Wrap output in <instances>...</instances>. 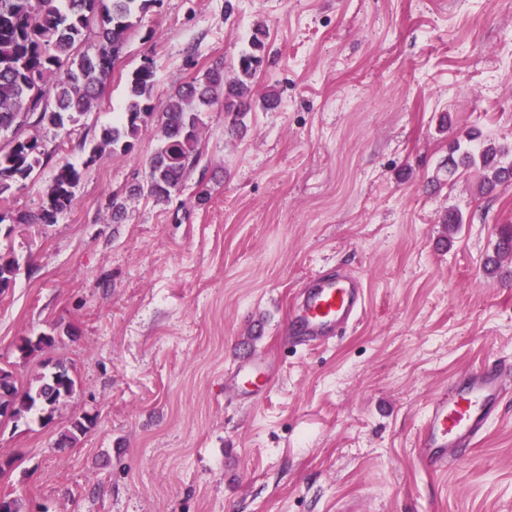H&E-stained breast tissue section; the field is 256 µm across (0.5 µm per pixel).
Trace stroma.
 <instances>
[{
    "instance_id": "1",
    "label": "stroma",
    "mask_w": 512,
    "mask_h": 512,
    "mask_svg": "<svg viewBox=\"0 0 512 512\" xmlns=\"http://www.w3.org/2000/svg\"><path fill=\"white\" fill-rule=\"evenodd\" d=\"M258 28L251 110L238 128L223 104L205 113L171 201L131 192L154 131L88 163L144 57L160 109L215 61L232 75ZM470 131L512 149V0H158L98 107L39 130L51 162L0 200L39 211L57 160L86 168L56 223L0 234L20 264L0 296V364L25 382L61 358L79 380L50 424L0 427L22 512H512V395L460 464L427 470L415 448L449 379L512 370V262L484 269L512 230V181L489 193L476 168L448 173ZM338 268L362 277L364 314L295 345L289 306ZM256 314L271 382L251 407L232 377ZM43 334L54 346L17 360L19 339ZM88 412L93 428L57 448Z\"/></svg>"
}]
</instances>
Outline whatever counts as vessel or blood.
<instances>
[{
    "label": "vessel or blood",
    "mask_w": 512,
    "mask_h": 512,
    "mask_svg": "<svg viewBox=\"0 0 512 512\" xmlns=\"http://www.w3.org/2000/svg\"><path fill=\"white\" fill-rule=\"evenodd\" d=\"M365 309L363 281L350 274L312 275L303 289L290 328L308 345H323L342 335L360 318ZM268 331L267 320L260 315L250 322L249 337L236 346V355L244 373V402H254L266 364L256 349ZM512 392V382L496 365L471 371L463 380L428 403V411L417 436L416 446L427 465L434 470L448 468L464 458L494 416L500 399Z\"/></svg>",
    "instance_id": "obj_1"
}]
</instances>
